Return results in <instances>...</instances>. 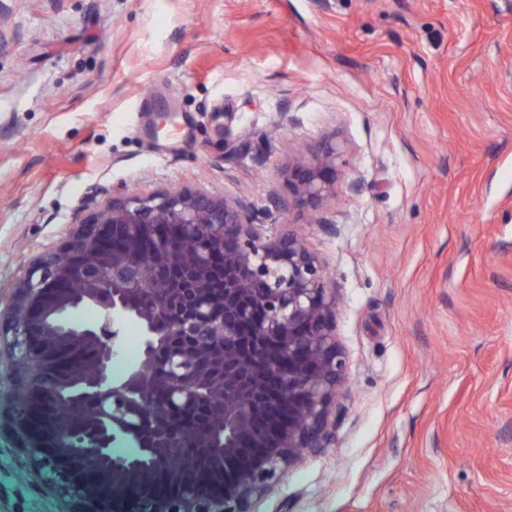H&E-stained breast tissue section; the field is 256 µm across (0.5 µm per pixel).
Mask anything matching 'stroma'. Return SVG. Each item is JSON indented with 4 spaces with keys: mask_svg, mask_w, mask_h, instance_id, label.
<instances>
[{
    "mask_svg": "<svg viewBox=\"0 0 512 512\" xmlns=\"http://www.w3.org/2000/svg\"><path fill=\"white\" fill-rule=\"evenodd\" d=\"M328 138L337 229L297 230L346 394L255 512H512V0H0V312L97 192L201 186L277 225ZM0 512H68L5 427Z\"/></svg>",
    "mask_w": 512,
    "mask_h": 512,
    "instance_id": "35a3bbf8",
    "label": "stroma"
}]
</instances>
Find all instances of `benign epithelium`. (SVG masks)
<instances>
[{
	"instance_id": "benign-epithelium-1",
	"label": "benign epithelium",
	"mask_w": 512,
	"mask_h": 512,
	"mask_svg": "<svg viewBox=\"0 0 512 512\" xmlns=\"http://www.w3.org/2000/svg\"><path fill=\"white\" fill-rule=\"evenodd\" d=\"M340 157L326 140L295 159L284 214L320 211ZM76 220L0 317V350L14 367V447L71 512H253L288 469L335 444L332 408L346 381L336 293L298 232L271 236L244 201L203 188L115 187ZM85 308L99 320L74 323ZM129 321L140 326L142 358L114 376ZM66 352L89 353L94 366H57ZM183 404L197 409L189 431L177 420ZM119 435L134 453L114 452ZM105 468L133 494H107ZM160 484L171 494L157 495Z\"/></svg>"
}]
</instances>
